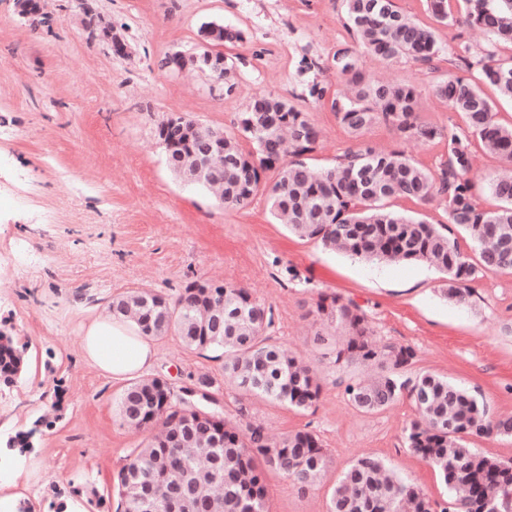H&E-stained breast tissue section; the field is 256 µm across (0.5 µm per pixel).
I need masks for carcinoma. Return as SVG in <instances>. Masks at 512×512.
Here are the masks:
<instances>
[{
  "mask_svg": "<svg viewBox=\"0 0 512 512\" xmlns=\"http://www.w3.org/2000/svg\"><path fill=\"white\" fill-rule=\"evenodd\" d=\"M465 14L448 12L450 0H427L441 23L483 29L490 43L480 56L467 44L440 42L434 32L403 13L395 0H345V27L354 40L385 61L406 60L430 72L447 63L446 78L431 86L432 95L465 119L457 132L421 120L422 91L409 83L365 78L356 55L347 48L333 54L336 76L349 93L328 96L317 78L307 81L305 97L329 106L352 136L382 123L405 140L438 141L444 153L437 170L426 169L402 151H378L366 142L350 148L337 164L316 168L307 161L320 131L309 113L272 93L255 97L237 117L236 130L224 133L226 208L248 207L265 191L270 214L299 238L354 257L389 262H422L445 274L441 293L466 305L474 295L476 267L451 237L461 229L478 251L487 272L512 271V125L495 119L493 102L482 86L512 98V63L499 62L494 48L512 45V0H464ZM465 69L475 78L458 76ZM506 165L488 187L501 200L495 211L480 209L467 178L475 154L472 141ZM272 180H263L266 173ZM392 200L440 203L446 224L392 212ZM113 317L132 320L149 337L178 336L182 344L204 351H224V384L243 397L268 399L298 411L313 408L323 390V376L313 364L273 341L272 309L245 288L226 282L209 291L192 281L174 300L152 291L112 299ZM315 316L329 327L342 326L336 340L318 331L321 358L344 371L334 383L343 387L356 410L374 413L406 397L416 418L407 427V447L435 466L448 490L446 506L437 503L387 465L361 457L333 481L328 512H484L495 501L499 512H512V468L475 452L467 436H512V417L493 418L485 404L448 379L413 369L417 353L410 346L382 345L368 322L337 294H322ZM27 346L0 332V384L10 386L25 372ZM186 388H160L158 378L130 383L118 401L119 415L130 426L158 431L125 456L117 474L122 512H169L168 499L179 485L192 487L179 512H267L266 480L285 475L300 491L320 483L330 457L318 436L299 430L272 442L263 426L238 424L211 405L184 403ZM29 430L6 443L26 452L40 432Z\"/></svg>",
  "mask_w": 512,
  "mask_h": 512,
  "instance_id": "cac0c4a2",
  "label": "carcinoma"
}]
</instances>
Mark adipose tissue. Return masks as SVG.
Masks as SVG:
<instances>
[{"instance_id": "1", "label": "adipose tissue", "mask_w": 512, "mask_h": 512, "mask_svg": "<svg viewBox=\"0 0 512 512\" xmlns=\"http://www.w3.org/2000/svg\"><path fill=\"white\" fill-rule=\"evenodd\" d=\"M80 346L84 359L115 381L146 372L156 357L150 337L141 335L137 326L112 317H97L85 323Z\"/></svg>"}]
</instances>
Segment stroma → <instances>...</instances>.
I'll list each match as a JSON object with an SVG mask.
<instances>
[{
    "label": "stroma",
    "instance_id": "stroma-1",
    "mask_svg": "<svg viewBox=\"0 0 512 512\" xmlns=\"http://www.w3.org/2000/svg\"><path fill=\"white\" fill-rule=\"evenodd\" d=\"M51 18L33 28L16 0H0V331L28 347L24 377L0 388V501L32 512H117L114 479L125 455L147 436L123 425L117 400L125 382L103 376L80 354V326L104 316L114 297L151 289L176 298L194 280H229L271 306L270 334L307 357L315 304L336 293L367 317L374 336L409 346L417 369L447 377L482 399L491 416H512V272H477L471 305L440 293L442 275L424 263L387 264L351 257L301 239L274 223L265 196L241 210L224 209L209 192L177 179L156 139L171 114L232 130L248 103L273 92L309 112L321 131L310 162L333 165L354 144L329 109L302 97V56L323 64L320 78L339 81L332 56L356 49L342 23L343 0H41ZM445 43L483 44L481 31L437 22L425 0H397ZM111 23L127 46L113 54L88 24ZM240 30L229 48L238 70L232 92L210 91L206 77L169 71V52L194 51L203 23ZM365 77L382 76L424 89L423 121L461 128L459 113L429 94L439 73L413 63L359 55ZM368 143L404 151L434 167L442 147L401 141L375 126ZM149 376L173 388L202 375L221 378L224 359L156 340ZM327 380L318 404L296 411L255 401L251 413L271 437L307 429L326 448L333 472L372 456L433 501L446 488L435 468L405 444L416 411L408 399L367 414L354 410ZM54 396L59 416L31 451L6 448ZM328 488L298 491L268 477L269 512H327Z\"/></svg>",
    "mask_w": 512,
    "mask_h": 512
}]
</instances>
